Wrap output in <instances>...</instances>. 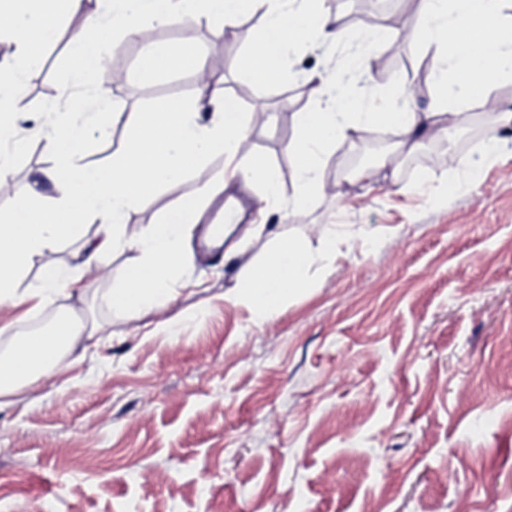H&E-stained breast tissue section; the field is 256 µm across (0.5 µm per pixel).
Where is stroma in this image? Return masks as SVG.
<instances>
[{
    "label": "stroma",
    "instance_id": "35a3bbf8",
    "mask_svg": "<svg viewBox=\"0 0 512 512\" xmlns=\"http://www.w3.org/2000/svg\"><path fill=\"white\" fill-rule=\"evenodd\" d=\"M323 0L344 40L290 52L270 86L244 66L262 34L261 14L233 26L156 27L149 41L120 38L121 85L109 88L110 134L91 161L119 150L135 113L197 94L193 68L162 67L138 79L145 44L221 53L213 75L242 111L265 109L272 124L250 125V152L276 172L282 194L265 195L234 160L210 157L188 179L160 188L128 213V224L158 221L204 182L241 188L255 207L221 259L190 250L175 294L158 310L113 314L105 297L114 275L136 264L113 251L112 273L76 270L99 237L84 224L52 260L76 278L41 308L28 298L31 266L15 296L0 301V352L40 320L70 309L94 320L82 360L0 406V512H512V125L465 112L455 133L401 151L400 132L361 127L357 141L387 137L391 164L344 180L352 145L326 148L320 194L291 211L297 190L292 147L298 115L312 111L311 86L332 77L347 45L373 30L407 24L417 0ZM73 25L26 74L28 102L16 120L24 140L13 185L25 190L49 163L31 137L44 105L63 98ZM370 94L419 86L427 107L431 52L387 40L374 50ZM477 167L478 181L467 178ZM318 250L310 285L258 320L237 294L276 235Z\"/></svg>",
    "mask_w": 512,
    "mask_h": 512
}]
</instances>
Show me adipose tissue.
Instances as JSON below:
<instances>
[{
  "label": "adipose tissue",
  "mask_w": 512,
  "mask_h": 512,
  "mask_svg": "<svg viewBox=\"0 0 512 512\" xmlns=\"http://www.w3.org/2000/svg\"><path fill=\"white\" fill-rule=\"evenodd\" d=\"M321 0H107L105 10L84 16V0H0V192L8 193V175L22 143L14 118L22 109L24 77L36 67L41 46L55 41V20L60 13L83 15L70 42L73 66L67 83L71 94L65 104L48 103L46 126L35 135L46 137L50 163L34 174V189L11 194L9 209L0 211V298L11 299L24 270L38 264L40 285L32 298L46 300L68 289L71 279L50 258L55 247L73 236L80 224L100 221L99 241L78 257L85 270H104L103 256L117 248H133L142 259L126 267L109 295L113 313L133 316L157 310L169 298L172 284L185 264L186 241L202 205L216 196L215 184L205 183L170 207L154 224L127 225V215L144 196L186 180L192 170L216 154L237 160L242 175L261 181L277 194L274 171L246 148L249 122L270 123L262 109L243 116L220 107L218 122H198L205 103L214 101L215 85L206 76L205 61L188 47L148 49L155 64L190 63L199 76L198 94L190 101H172L137 113L123 147L110 161L87 164L88 130L107 138L109 101L106 94V58L112 39L145 34L148 25L206 22L232 25L245 10L262 13L264 35L246 56L247 67L267 81H278L289 48L303 42L313 30L341 38ZM409 40L434 52L431 102L419 109L410 88L400 95L372 99L361 91L355 76H370L373 46L388 39L385 30L360 39L335 77L314 90L321 105L301 113V135L293 148L299 189L293 210L307 208L312 198L329 193L318 175L325 148L351 138L360 126L381 131H402L408 137L448 135L457 125L460 109L495 114L512 122V113L500 109L496 90L512 81V20L502 14V0H419L410 20ZM494 35V61L478 59L472 47ZM315 260L298 240L277 236L265 260L251 272L241 291L258 319L270 318L288 295L308 284L307 272ZM96 334V327L64 315L49 327L32 331L7 354L0 356V399L52 374L71 354L77 342Z\"/></svg>",
  "instance_id": "obj_1"
}]
</instances>
